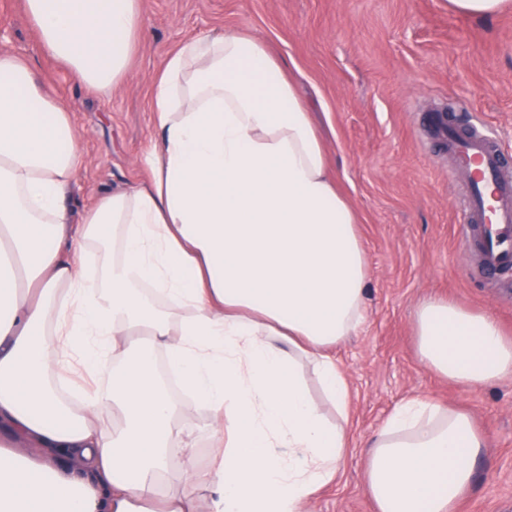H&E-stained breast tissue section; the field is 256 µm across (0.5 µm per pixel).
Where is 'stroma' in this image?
Wrapping results in <instances>:
<instances>
[{"label": "stroma", "instance_id": "obj_1", "mask_svg": "<svg viewBox=\"0 0 512 512\" xmlns=\"http://www.w3.org/2000/svg\"><path fill=\"white\" fill-rule=\"evenodd\" d=\"M143 28L114 89L81 85L44 54L24 0H0V51L54 86L82 130L71 196L92 206L139 183L155 135L153 82L169 52L224 29L261 37L298 81L320 129L329 172L359 215L371 270L364 321L335 350L350 392L357 442L399 402L429 398L471 412L490 443L456 512H512V382L466 389L419 360L413 315L432 295L491 311L512 337V273L482 277L461 241L456 203L464 176L424 131L431 109L480 122L512 153V12L459 15L448 0H143ZM363 451L349 448L333 483L302 512H375Z\"/></svg>", "mask_w": 512, "mask_h": 512}]
</instances>
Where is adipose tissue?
I'll list each match as a JSON object with an SVG mask.
<instances>
[{"label": "adipose tissue", "instance_id": "adipose-tissue-1", "mask_svg": "<svg viewBox=\"0 0 512 512\" xmlns=\"http://www.w3.org/2000/svg\"><path fill=\"white\" fill-rule=\"evenodd\" d=\"M25 5L79 82L123 80L142 0ZM152 110L144 180L72 212L83 134L0 52V512H197L203 489L210 512H301L350 446L332 351L364 320L370 268L295 78L256 35L208 33L167 56ZM414 334L422 363L458 386L512 380L492 313L432 296ZM161 352L212 416L208 471ZM364 446L376 512H456L486 436L415 397Z\"/></svg>", "mask_w": 512, "mask_h": 512}]
</instances>
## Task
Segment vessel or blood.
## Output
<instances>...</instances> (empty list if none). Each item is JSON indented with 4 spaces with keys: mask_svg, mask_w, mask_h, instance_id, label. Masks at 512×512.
Instances as JSON below:
<instances>
[{
    "mask_svg": "<svg viewBox=\"0 0 512 512\" xmlns=\"http://www.w3.org/2000/svg\"><path fill=\"white\" fill-rule=\"evenodd\" d=\"M434 133L467 179L462 202L467 226L464 247L477 249L484 273L495 277L512 272V181L503 170L507 156L479 124L466 130L440 120Z\"/></svg>",
    "mask_w": 512,
    "mask_h": 512,
    "instance_id": "obj_1",
    "label": "vessel or blood"
}]
</instances>
